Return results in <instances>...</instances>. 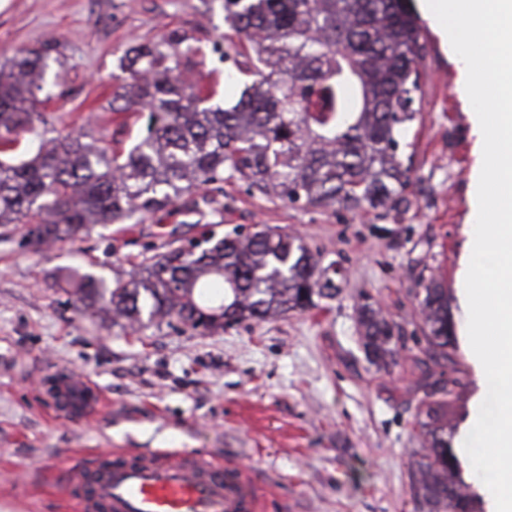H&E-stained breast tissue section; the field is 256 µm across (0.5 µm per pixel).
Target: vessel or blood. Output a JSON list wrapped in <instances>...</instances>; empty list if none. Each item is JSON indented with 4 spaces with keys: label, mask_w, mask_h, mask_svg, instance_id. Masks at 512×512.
<instances>
[{
    "label": "vessel or blood",
    "mask_w": 512,
    "mask_h": 512,
    "mask_svg": "<svg viewBox=\"0 0 512 512\" xmlns=\"http://www.w3.org/2000/svg\"><path fill=\"white\" fill-rule=\"evenodd\" d=\"M57 413L79 419L98 416L106 400L88 380H55ZM78 512H261L256 485L240 468L200 453L178 456L160 450L122 448L71 469Z\"/></svg>",
    "instance_id": "1"
}]
</instances>
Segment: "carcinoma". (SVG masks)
Wrapping results in <instances>:
<instances>
[{
    "instance_id": "cac0c4a2",
    "label": "carcinoma",
    "mask_w": 512,
    "mask_h": 512,
    "mask_svg": "<svg viewBox=\"0 0 512 512\" xmlns=\"http://www.w3.org/2000/svg\"><path fill=\"white\" fill-rule=\"evenodd\" d=\"M224 24L237 37L224 60L252 78L229 108L211 104L213 87L168 65L198 52L183 35L131 48L134 67L112 112L122 127L132 114L145 126L126 152L101 145L91 127L47 137L53 45L0 63V226L14 225L38 253L96 225L211 206L212 193L233 181L292 205L409 207L411 167L401 146L418 117L426 48L408 0H224ZM334 275V263L323 265L301 237L264 227L246 236L210 229L110 284L77 269L64 283L81 315L97 308L131 328L174 316L205 334L314 308L316 299L336 296ZM422 307L429 350L452 360L447 290L426 285ZM360 325L367 358L387 364L396 352L391 325L369 303ZM458 384L430 387L447 405ZM419 427L429 447L419 463L421 508L475 512L448 419L431 407Z\"/></svg>"
}]
</instances>
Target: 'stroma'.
I'll return each mask as SVG.
<instances>
[{
	"instance_id": "1",
	"label": "stroma",
	"mask_w": 512,
	"mask_h": 512,
	"mask_svg": "<svg viewBox=\"0 0 512 512\" xmlns=\"http://www.w3.org/2000/svg\"><path fill=\"white\" fill-rule=\"evenodd\" d=\"M423 30L427 86L407 140L411 204L379 215L291 205L224 186L223 212L172 213L95 228L82 240L33 254L0 226V512H75L69 468L112 448H174L243 466L266 512H421L412 472L423 453L419 420L433 400L422 373L459 380L441 412L455 428L463 477L493 512V496L462 452L487 392L468 337L460 278L474 233L471 184L482 144L472 133L463 65L433 29L423 0H410ZM179 31L201 55L190 74L227 89L213 50L229 29L223 0H0V60L55 44L50 73L61 98L48 106L62 132L92 123L107 146L130 147L140 126L112 120L119 59L139 43ZM269 225L302 237L343 276L319 307L245 320L200 335L179 321L124 333L104 315L83 317L59 285L66 269L125 276L165 252L171 235L200 237ZM448 290L452 361L429 356L420 302L430 280ZM371 303L393 326L396 364L379 370L359 343L356 307ZM90 377L108 404L91 420L54 416L40 380Z\"/></svg>"
}]
</instances>
